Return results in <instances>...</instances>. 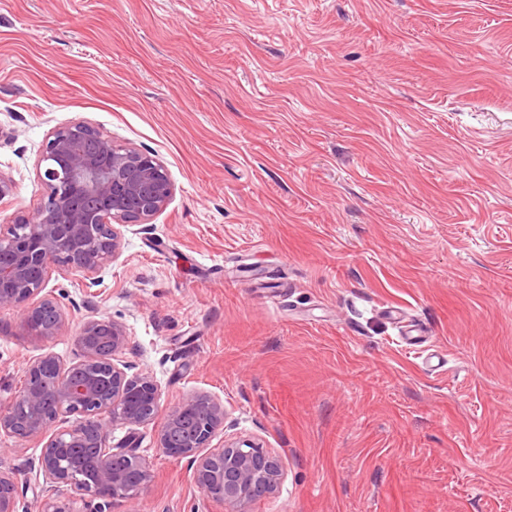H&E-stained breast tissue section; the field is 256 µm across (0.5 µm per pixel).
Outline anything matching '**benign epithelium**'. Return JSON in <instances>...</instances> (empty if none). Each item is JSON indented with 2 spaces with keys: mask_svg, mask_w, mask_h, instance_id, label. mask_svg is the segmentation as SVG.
Instances as JSON below:
<instances>
[{
  "mask_svg": "<svg viewBox=\"0 0 512 512\" xmlns=\"http://www.w3.org/2000/svg\"><path fill=\"white\" fill-rule=\"evenodd\" d=\"M38 164L46 195L0 226V308L22 309L23 330L35 340L59 335L69 321L70 309L42 294L52 271L81 273L99 285V270L120 254L121 228L150 231L173 193L168 169L154 155L116 145L85 121L53 129ZM75 341L76 363L52 353L30 362L26 385L0 412V434L41 444L38 468L26 477L42 485L36 512H73L70 501L78 497L133 508L151 482V466L134 448L113 450L110 429L154 423L161 390L148 372L128 374L124 324L91 314ZM226 415L223 400L195 393L168 412L157 448L187 460L196 486L226 512H248L278 489L283 463L251 439L226 437L222 447H211ZM18 487L16 474L0 472V512H17Z\"/></svg>",
  "mask_w": 512,
  "mask_h": 512,
  "instance_id": "benign-epithelium-1",
  "label": "benign epithelium"
}]
</instances>
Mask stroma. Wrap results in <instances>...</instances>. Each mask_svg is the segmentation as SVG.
<instances>
[{
    "mask_svg": "<svg viewBox=\"0 0 512 512\" xmlns=\"http://www.w3.org/2000/svg\"><path fill=\"white\" fill-rule=\"evenodd\" d=\"M78 121L174 191L100 286L52 275L58 336L0 308V410L94 312L163 409L211 393L213 446L281 457L250 512H512V0H0V225ZM157 430L111 431L151 463L137 512H225Z\"/></svg>",
    "mask_w": 512,
    "mask_h": 512,
    "instance_id": "stroma-1",
    "label": "stroma"
}]
</instances>
